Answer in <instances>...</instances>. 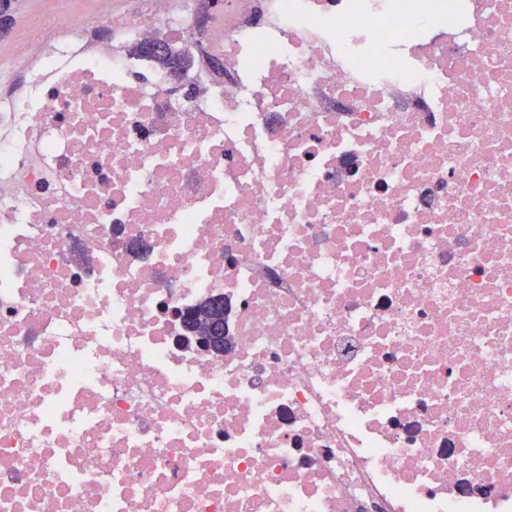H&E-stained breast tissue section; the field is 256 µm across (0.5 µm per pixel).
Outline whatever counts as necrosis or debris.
Returning a JSON list of instances; mask_svg holds the SVG:
<instances>
[{
	"label": "necrosis or debris",
	"mask_w": 512,
	"mask_h": 512,
	"mask_svg": "<svg viewBox=\"0 0 512 512\" xmlns=\"http://www.w3.org/2000/svg\"><path fill=\"white\" fill-rule=\"evenodd\" d=\"M60 2L0 54V512H512V0ZM138 52L143 55L151 56L161 68L171 73L172 76H174L173 74H178L182 69V57L188 60L185 53L180 54L182 57L176 56L173 51L168 48L166 41L159 37L141 42L138 47Z\"/></svg>",
	"instance_id": "obj_1"
}]
</instances>
